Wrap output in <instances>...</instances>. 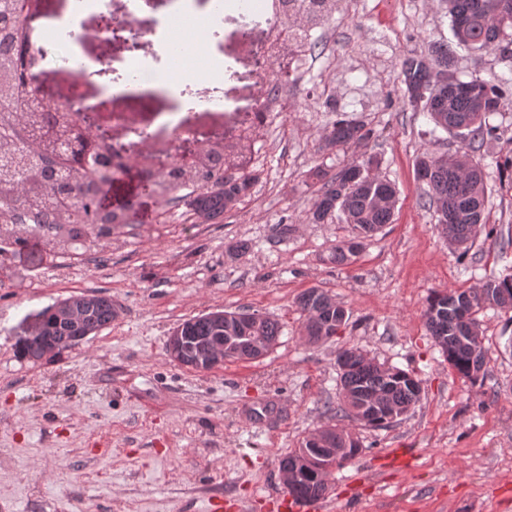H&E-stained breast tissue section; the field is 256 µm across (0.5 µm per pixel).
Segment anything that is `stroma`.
Returning a JSON list of instances; mask_svg holds the SVG:
<instances>
[{"label":"stroma","mask_w":512,"mask_h":512,"mask_svg":"<svg viewBox=\"0 0 512 512\" xmlns=\"http://www.w3.org/2000/svg\"><path fill=\"white\" fill-rule=\"evenodd\" d=\"M267 32L265 15L225 11L216 40L224 80L182 91L224 107L183 112L193 137L178 141L177 153L228 137L247 119L264 80L255 52ZM452 39L448 0H336L334 15L309 31L311 54L291 71L297 109L260 130L247 154L257 180L222 222L189 218L178 202L160 206L133 166L106 195L113 209H129L128 224L75 245L30 230L25 247L0 252V512H205L211 497L273 512L285 490L280 457L339 422L336 357L348 347L408 370L423 397L391 427L351 423L363 451L330 476L329 512H512V312L479 315L487 358L477 384L449 367L424 317L433 293L512 273V248L499 244L512 236V174L497 168L512 138V91L491 118L497 137L478 154L495 236L466 252L448 244L415 174L422 152L452 153L460 140L433 131L409 105L401 62ZM136 47L127 36L81 47L98 66L84 93L121 142L128 126L154 129L172 106L163 94L106 95ZM453 72L493 83L512 73V54L459 46ZM340 112L373 129L366 147L323 150ZM363 155L380 158V176L396 186L393 222L339 266L329 253L351 229L337 218L309 222L316 187L306 173ZM311 288L350 314L333 341L303 337L298 300ZM81 294L111 298V326L54 361L21 358L15 342L26 316ZM214 309L276 319L278 344L260 360L209 371L174 363L173 329Z\"/></svg>","instance_id":"stroma-1"}]
</instances>
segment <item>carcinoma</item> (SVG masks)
I'll use <instances>...</instances> for the list:
<instances>
[{
	"label": "carcinoma",
	"instance_id": "1",
	"mask_svg": "<svg viewBox=\"0 0 512 512\" xmlns=\"http://www.w3.org/2000/svg\"><path fill=\"white\" fill-rule=\"evenodd\" d=\"M21 0H0V71L8 74L23 87H28V67L33 51L28 43H15L9 33L24 30L20 13ZM283 11L308 10L303 25L288 26L292 49L288 56L276 59L275 82L288 83L290 60L311 50L309 28L331 17L335 0H281ZM487 0H448L453 34L457 44L472 48L497 46L512 52V0H497L499 9L492 14L483 11ZM453 51L446 45L431 54V66L422 64L417 55L402 61L404 83L423 87L427 97L422 110L434 122V129L453 133L461 139V148L452 154L435 155L425 152L416 162V176L428 187L429 203L438 215V229L449 244L467 247L486 229L483 213L487 203L486 176L475 160L487 139L498 135V126L490 123L497 112L504 90L512 88V76L499 78L490 85L478 77L462 82L464 88L439 85L433 70L449 69ZM31 95L11 96L0 89V243L22 246L25 240L14 235L17 224H32L38 230L68 229V240L74 244L88 233L107 236L112 228L128 223L125 213H104L101 185L116 176L112 171V147L102 148L96 137L83 139L81 152L69 158V165L49 169L43 153L28 145L25 126L15 122L14 113H28L31 124L42 130L57 122L62 105L45 98L37 112L30 111ZM371 129L344 113L336 114L324 138L327 150L343 149L368 143ZM249 144L236 143L218 154L209 153L196 164L192 175L180 166H173L165 178L156 183L158 198L167 204L172 200L183 203L188 213L204 221L219 222L224 214L247 195L256 176L243 171L240 159ZM309 177L318 186L317 198L310 212V221L321 224L335 216L352 226L353 237L332 247L330 259L338 265L355 261L364 240L375 236L391 223L396 204L393 184L378 176L372 177L364 163L354 160L334 172L313 168ZM184 195H178L182 190ZM299 305L307 314L304 336L308 343L326 342L338 335L349 315L345 307L319 288L302 294ZM486 307L512 311V275L483 282L478 288L433 294L425 310L426 325L448 365L461 377L476 383L484 378L486 349L483 332L476 315ZM112 304L102 303L87 312L82 331L72 330L52 321L45 323L40 335L46 341L31 338L26 331L16 337L18 354L33 363L44 359L45 342L62 353L80 344L78 336H94L112 325ZM192 336H222L224 343L239 357H257L268 353L278 344L279 323L268 316L248 311L224 313V328H219L202 314L187 319ZM341 402L336 415L360 422L372 428L392 424L389 417L400 419L421 400V383L410 373L368 358L360 350L349 348L337 355ZM326 456L334 455L335 465L319 470L305 464L306 455L316 456L306 436L298 447L289 450L279 460L288 465L289 493L303 498L323 497L329 490L333 470L355 459L361 445L357 437L344 427L321 428Z\"/></svg>",
	"mask_w": 512,
	"mask_h": 512
}]
</instances>
